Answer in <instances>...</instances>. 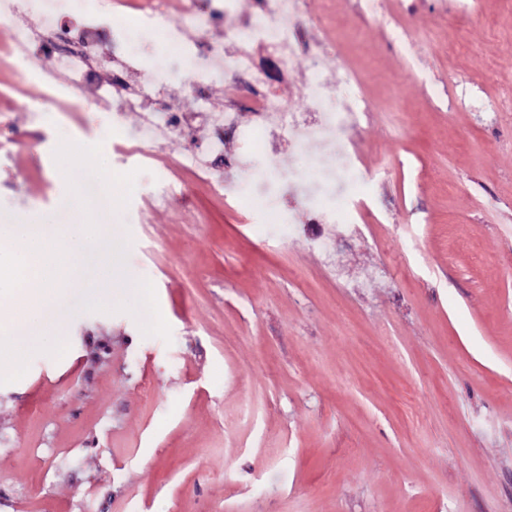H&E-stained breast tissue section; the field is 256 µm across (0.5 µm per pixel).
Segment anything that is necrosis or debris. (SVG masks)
Masks as SVG:
<instances>
[{
  "instance_id": "4bbe7bcc",
  "label": "necrosis or debris",
  "mask_w": 512,
  "mask_h": 512,
  "mask_svg": "<svg viewBox=\"0 0 512 512\" xmlns=\"http://www.w3.org/2000/svg\"><path fill=\"white\" fill-rule=\"evenodd\" d=\"M186 9L198 25L223 29L229 41H241V48L228 53L223 44L189 40L183 29L163 30L158 0H0V17L13 21L7 54L16 63L17 75L28 71L34 52L51 59L38 73L46 103L56 104L57 93L73 89L105 109L142 113L139 135L127 141L126 155L154 158L151 146L159 138L174 131L189 134L195 124H205L211 126V136L191 141L178 166L210 175L214 162L224 157L225 136L240 135L243 129L236 107L214 109L209 89L213 81L223 79L224 96L233 102L243 86H250L248 107L255 117L277 115L274 136L297 149L309 140L322 146L312 171L290 177L304 186L305 222L311 238H319L322 225L336 221L335 210L323 208L321 198L328 187L340 184L352 164L346 122L327 110L318 95H311L307 110L298 112L271 89L272 84L287 82L294 70L291 42L299 25L311 19L308 0H256L254 10L244 14L235 12L232 0H188ZM162 32L177 45L180 65L192 77L194 111H156L148 86L127 80L138 62V44ZM116 46L121 49L117 55L112 52ZM110 59L116 60L119 72L104 83L97 69Z\"/></svg>"
}]
</instances>
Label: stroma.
I'll return each mask as SVG.
<instances>
[{
	"mask_svg": "<svg viewBox=\"0 0 512 512\" xmlns=\"http://www.w3.org/2000/svg\"><path fill=\"white\" fill-rule=\"evenodd\" d=\"M362 2L300 28L277 88L305 111L315 47L327 108L372 104L321 249L280 193L317 145L225 139L218 195L174 167L181 135L117 153L139 114L30 115L36 69L16 91L0 56V225L59 226L80 268L0 360V512H512V0L461 25L379 0L364 28ZM164 178L188 197L157 210ZM103 276L107 279L112 278V281L117 280L121 282L123 288H125L126 296L134 300L140 299L150 290L148 283L136 276L124 272L121 267L115 265L114 263H112V267H108L103 272Z\"/></svg>",
	"mask_w": 512,
	"mask_h": 512,
	"instance_id": "1",
	"label": "stroma"
}]
</instances>
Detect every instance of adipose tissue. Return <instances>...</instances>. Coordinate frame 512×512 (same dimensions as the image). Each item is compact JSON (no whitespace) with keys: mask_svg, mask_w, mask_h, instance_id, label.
I'll return each instance as SVG.
<instances>
[{"mask_svg":"<svg viewBox=\"0 0 512 512\" xmlns=\"http://www.w3.org/2000/svg\"><path fill=\"white\" fill-rule=\"evenodd\" d=\"M2 235L12 240L14 253L9 257L0 255V264L10 263L35 276L31 288L21 298L25 314L53 306L57 301L54 284L75 274L74 266L61 263L50 250L58 236L57 230L50 225L10 224L0 227Z\"/></svg>","mask_w":512,"mask_h":512,"instance_id":"adipose-tissue-1","label":"adipose tissue"}]
</instances>
